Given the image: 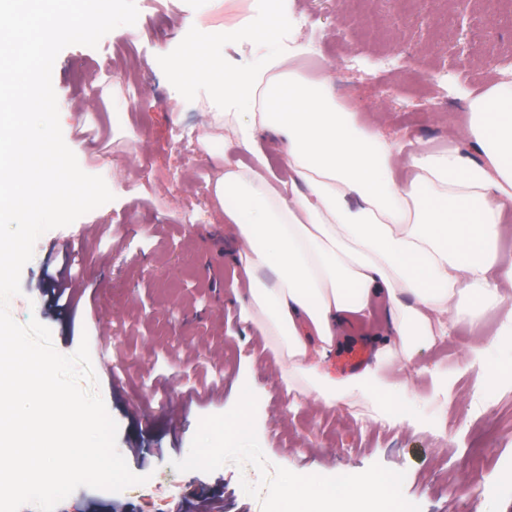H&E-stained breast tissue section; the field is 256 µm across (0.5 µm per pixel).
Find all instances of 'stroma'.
Returning <instances> with one entry per match:
<instances>
[{"mask_svg": "<svg viewBox=\"0 0 512 512\" xmlns=\"http://www.w3.org/2000/svg\"><path fill=\"white\" fill-rule=\"evenodd\" d=\"M250 3L227 0L225 8L191 15L185 0H150L137 26L114 29L95 48L66 47L54 63L64 141L84 172L107 174L113 199L108 210L39 237L8 309L19 324L34 318L49 327L61 354L74 353L84 338L91 356L109 348V367L94 368L98 389L118 424L117 449L142 478L119 492L79 488L57 512H196L203 497L223 503V512H263L261 499L241 487L259 484L253 466L227 463L210 473L171 466L188 455L200 418L232 409L246 386L258 398L256 431L269 463L323 476L379 463L404 473L402 493L421 512H479L481 496L464 504L457 495L474 469L512 475V377L488 387L466 350L487 342V360H512V340L498 336L502 310L488 309L473 324L449 323L447 336L411 369L392 367L411 399L431 409L428 426L412 429L376 421L362 399L339 413L290 402L229 300L235 272L224 262V220L211 201L224 149L199 142L216 94L188 79L184 51L205 31L225 63H250L253 50L224 38L225 27L248 25ZM294 10L307 17L300 36L314 48L301 67L330 72L363 121L429 148L463 142L457 89L484 88L512 67V0H294ZM129 56L138 59L134 106L95 111L89 87L110 105L122 93L121 63ZM387 58L394 65L385 70ZM145 167L154 175L148 184L138 177ZM77 232L87 290L71 321L52 311L47 273ZM113 371L121 390L111 385ZM437 372L448 376L447 395L436 392ZM478 393L492 397L479 416L471 412ZM494 439L501 449L483 455Z\"/></svg>", "mask_w": 512, "mask_h": 512, "instance_id": "stroma-1", "label": "stroma"}]
</instances>
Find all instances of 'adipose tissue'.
I'll return each instance as SVG.
<instances>
[{
  "label": "adipose tissue",
  "instance_id": "obj_1",
  "mask_svg": "<svg viewBox=\"0 0 512 512\" xmlns=\"http://www.w3.org/2000/svg\"><path fill=\"white\" fill-rule=\"evenodd\" d=\"M251 11L248 27L224 32L257 49L250 66L227 68L203 37L189 51L221 98L224 167L212 200L224 214V261L245 276L241 319L288 391L329 409L361 397L385 420L401 392L388 367L413 365L449 318L473 323L494 304L512 313V263L496 256L512 211V73L460 91L469 149L420 148L363 125L329 75L300 69L311 47L295 35L293 0ZM270 139L281 146L276 169ZM380 303L389 338L375 362L335 376L331 354Z\"/></svg>",
  "mask_w": 512,
  "mask_h": 512
}]
</instances>
